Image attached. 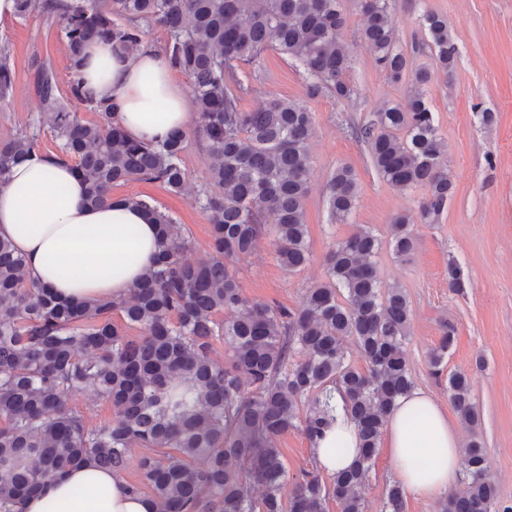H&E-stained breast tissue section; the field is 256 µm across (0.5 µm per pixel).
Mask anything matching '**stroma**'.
Wrapping results in <instances>:
<instances>
[{
	"label": "stroma",
	"mask_w": 512,
	"mask_h": 512,
	"mask_svg": "<svg viewBox=\"0 0 512 512\" xmlns=\"http://www.w3.org/2000/svg\"><path fill=\"white\" fill-rule=\"evenodd\" d=\"M396 20L395 44L413 67L431 70L427 96L445 145L455 191L438 223H415V249L407 260L395 258L389 248L374 257L382 285L399 284L410 308V336L404 354L417 388L447 401L450 374H468L480 423L462 425L456 410L449 419L460 426L463 439L478 436L484 443L489 475L502 503L512 504V0H389ZM447 16L459 49L452 74L436 67L426 47L422 14ZM346 23L341 39L350 67L345 74L355 94L339 101L322 94L309 96L302 66L276 50L243 66L250 91L242 106L257 109L271 98L304 104L313 114L310 139L312 161L305 222L311 252L309 262L291 272L279 262L275 233L267 231L255 251L233 265L243 297L272 306L297 308L308 288L326 279L325 257L336 242L367 227L381 240L390 237L394 215L415 212L427 189L405 191L387 184L372 166L368 146L350 134L353 123L366 124L387 102L403 100L410 78L392 81L374 62L362 35L364 16L360 0H343ZM0 46L6 47L14 71L13 93L0 102V142L12 138L37 120L34 81L38 66L48 67L59 89L67 87L68 50L57 22L46 17L11 20L0 27ZM493 115L483 124L481 113ZM210 157L196 123H189L182 166L184 189L166 190L146 181L115 184L116 198L153 201L181 224L191 243L186 262L210 252V224L199 203L208 180ZM355 173L358 200L347 223H331L326 206L327 182L336 167ZM456 260L471 282L464 292L448 286V262ZM454 342L439 367L429 354L444 332ZM286 467V486L316 471L314 449L298 429L276 441ZM393 466L378 450L362 491L364 512H384L385 489L393 482Z\"/></svg>",
	"instance_id": "35a3bbf8"
}]
</instances>
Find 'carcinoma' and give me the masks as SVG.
Returning a JSON list of instances; mask_svg holds the SVG:
<instances>
[{
  "label": "carcinoma",
  "mask_w": 512,
  "mask_h": 512,
  "mask_svg": "<svg viewBox=\"0 0 512 512\" xmlns=\"http://www.w3.org/2000/svg\"><path fill=\"white\" fill-rule=\"evenodd\" d=\"M15 18L37 14L56 20L69 51L70 96L101 120H83L61 97L52 72L37 71L39 122L61 141L57 157L70 163L86 185L91 206L111 199L117 182L145 180L182 189L185 134L163 142L130 139L111 104L84 85L82 54L101 40L120 55L144 44L142 21L164 28L170 65L190 81L198 132L208 145L209 181L201 190L211 224L208 259L187 263L190 240L182 225L146 199L127 202L145 209L157 225L158 254L129 295L95 303L60 300L31 282L24 259L0 239V512H20L24 498L67 470L94 463L119 474L129 451L141 487L154 495L158 512H364L362 489L377 453L385 417L414 389L404 356L410 307L398 285L381 286L371 258L380 239L361 228L336 243L326 258L327 280L307 290L290 310L241 295L231 263L251 254L271 227L281 264L295 270L309 260L304 201L310 177L313 115L306 106L273 98L255 111L240 105L248 87L242 65L268 49L299 61L310 78L309 95L348 100V56L339 38L341 0H16ZM365 40L377 66L398 81L409 66L395 49L388 0H362ZM439 67L451 74L458 47L448 19L423 17ZM417 71L402 102L388 104L351 134L368 145L377 173L391 186H425L417 215L398 214L389 246L405 260L414 250L412 225L439 221L454 195L441 167L444 144ZM9 55L0 52V100L13 90ZM40 153L38 133L21 132L0 144V180L17 163ZM357 178L341 166L327 184L331 221L351 215ZM448 285L466 287L462 268L448 262ZM121 314V322L112 319ZM228 317L219 320L220 312ZM137 329L132 338L127 330ZM355 339L367 363L361 371L347 358L344 339ZM224 341L229 357H213ZM454 341L451 332L432 352L441 365ZM300 354L303 359L288 366ZM93 389L116 411L109 424L91 426L69 397ZM360 438L357 464L328 485L306 474L283 498L285 468L275 440L302 428L309 441L335 419L331 392ZM450 402L470 427L479 413L467 374L448 378ZM462 487L448 493L440 512H512L488 476L477 437L465 448ZM387 512H405L396 483L386 489Z\"/></svg>",
  "instance_id": "carcinoma-1"
}]
</instances>
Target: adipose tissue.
<instances>
[{
    "mask_svg": "<svg viewBox=\"0 0 512 512\" xmlns=\"http://www.w3.org/2000/svg\"><path fill=\"white\" fill-rule=\"evenodd\" d=\"M84 74L98 98L110 102L127 136L158 142L186 130L191 103L165 54L147 45L122 58L102 41L84 50ZM0 238L13 242L29 278L62 300L126 297L153 268L157 228L141 208L111 200L92 207L75 170L37 155L0 182ZM382 443L405 495L435 499L462 476L459 431L427 390L399 397L385 419ZM321 472L352 467L359 440L338 418L314 443ZM155 501L131 493L119 474L92 464L46 483L23 512H156Z\"/></svg>",
    "mask_w": 512,
    "mask_h": 512,
    "instance_id": "obj_1",
    "label": "adipose tissue"
}]
</instances>
